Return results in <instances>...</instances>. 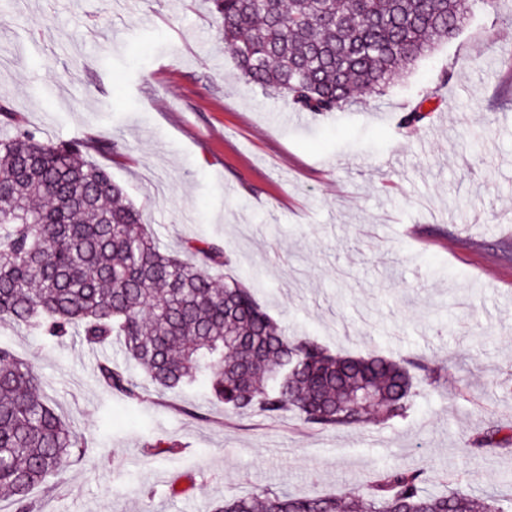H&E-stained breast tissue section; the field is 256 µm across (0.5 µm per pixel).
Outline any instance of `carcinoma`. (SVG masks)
<instances>
[{
	"label": "carcinoma",
	"mask_w": 512,
	"mask_h": 512,
	"mask_svg": "<svg viewBox=\"0 0 512 512\" xmlns=\"http://www.w3.org/2000/svg\"><path fill=\"white\" fill-rule=\"evenodd\" d=\"M218 35L244 79L314 114H333L382 93L435 45L456 37L477 7L497 0H210ZM424 96L402 118L413 127ZM0 322L90 345L120 340L158 391L199 387L224 409L278 417L291 411L319 430L404 420L411 368L375 353L339 355L292 336L250 288L208 270L224 245L187 241L185 260L160 246L111 173L82 159L87 143L50 142L0 104ZM110 392L144 387L103 362ZM481 450L512 446V427L476 438ZM81 437L43 392L28 362L0 346V501L33 512L32 491L80 456ZM424 471L379 472L348 496L286 491L235 497L214 512H509L492 491L428 493Z\"/></svg>",
	"instance_id": "obj_1"
}]
</instances>
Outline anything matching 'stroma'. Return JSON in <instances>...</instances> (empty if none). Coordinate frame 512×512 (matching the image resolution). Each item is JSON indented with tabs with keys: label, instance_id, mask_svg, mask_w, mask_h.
<instances>
[{
	"label": "stroma",
	"instance_id": "35a3bbf8",
	"mask_svg": "<svg viewBox=\"0 0 512 512\" xmlns=\"http://www.w3.org/2000/svg\"><path fill=\"white\" fill-rule=\"evenodd\" d=\"M511 70L512 0H498L383 94L295 124L241 77L208 0H0V104L43 139L89 142L162 246L221 242L226 273L290 332L429 366L407 419L316 430L196 390L129 400L98 381L106 360L142 379L119 342L1 325L82 437L33 490L39 512H211L347 494L395 465L426 470L431 491L512 498V449L474 445L512 425ZM427 93L433 112L401 125ZM160 438L180 453L150 455Z\"/></svg>",
	"mask_w": 512,
	"mask_h": 512
}]
</instances>
